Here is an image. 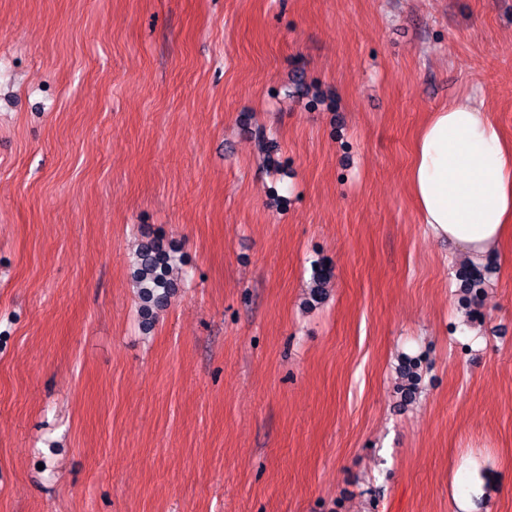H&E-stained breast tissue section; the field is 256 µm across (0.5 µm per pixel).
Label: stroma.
Returning a JSON list of instances; mask_svg holds the SVG:
<instances>
[{"label":"stroma","instance_id":"1","mask_svg":"<svg viewBox=\"0 0 512 512\" xmlns=\"http://www.w3.org/2000/svg\"><path fill=\"white\" fill-rule=\"evenodd\" d=\"M464 93L512 0H0V512H512V239L467 317L407 187ZM173 256L170 251L156 240H150L141 246L139 260L133 278L139 288L141 314L148 319L154 308L168 305L176 283L169 277ZM398 374L401 380V393L405 398L412 399L422 383L423 367L420 360L408 357L401 359Z\"/></svg>","mask_w":512,"mask_h":512}]
</instances>
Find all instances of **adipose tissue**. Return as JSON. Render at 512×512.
Returning a JSON list of instances; mask_svg holds the SVG:
<instances>
[{"mask_svg":"<svg viewBox=\"0 0 512 512\" xmlns=\"http://www.w3.org/2000/svg\"><path fill=\"white\" fill-rule=\"evenodd\" d=\"M408 186L420 223L471 262L512 236V143L470 95L429 113L414 138Z\"/></svg>","mask_w":512,"mask_h":512,"instance_id":"1","label":"adipose tissue"}]
</instances>
